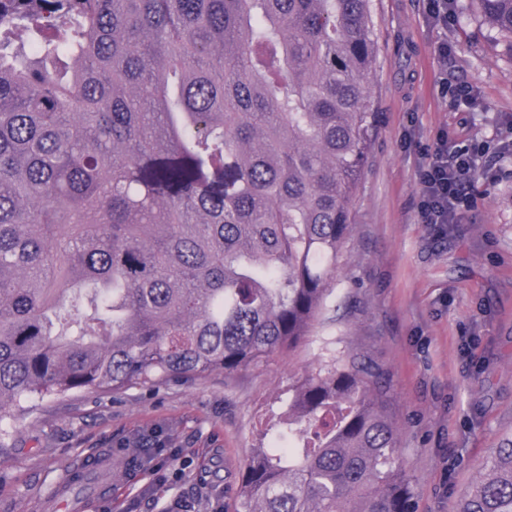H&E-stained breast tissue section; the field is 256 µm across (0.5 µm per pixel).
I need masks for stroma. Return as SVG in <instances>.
<instances>
[{
	"mask_svg": "<svg viewBox=\"0 0 512 512\" xmlns=\"http://www.w3.org/2000/svg\"><path fill=\"white\" fill-rule=\"evenodd\" d=\"M376 43L370 106L377 114L351 207L350 262L312 336L225 378L118 395L81 392L38 402L8 426L0 452V512H70L63 476L112 457L81 512H140L188 485L238 512L259 422L282 419L288 387L318 365L321 339L368 351L392 376L391 408L412 479L415 512H456L495 448L512 438V161L482 167L462 223L438 235L419 215V171L439 139L496 146L512 127V40L479 13L436 28L427 0H371ZM448 43V59L436 54ZM468 86L467 111L451 88ZM141 464L126 472L129 457ZM159 465L171 479L156 484Z\"/></svg>",
	"mask_w": 512,
	"mask_h": 512,
	"instance_id": "35a3bbf8",
	"label": "stroma"
}]
</instances>
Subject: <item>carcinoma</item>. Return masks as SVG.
Masks as SVG:
<instances>
[{
  "mask_svg": "<svg viewBox=\"0 0 512 512\" xmlns=\"http://www.w3.org/2000/svg\"><path fill=\"white\" fill-rule=\"evenodd\" d=\"M512 39V0H476ZM370 0H0V438L30 397L311 335L375 134ZM243 512H414L389 374L324 341ZM457 512H512V439Z\"/></svg>",
  "mask_w": 512,
  "mask_h": 512,
  "instance_id": "carcinoma-1",
  "label": "carcinoma"
}]
</instances>
